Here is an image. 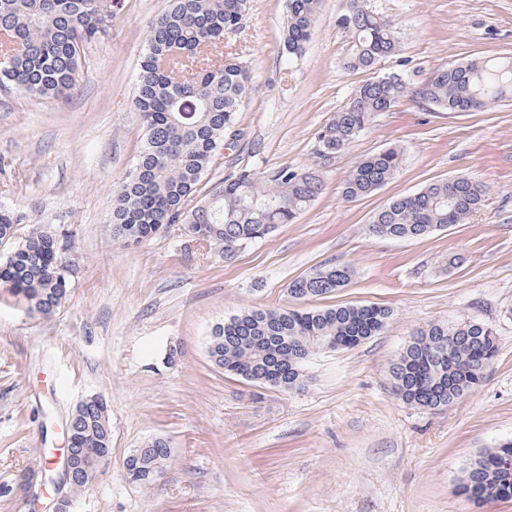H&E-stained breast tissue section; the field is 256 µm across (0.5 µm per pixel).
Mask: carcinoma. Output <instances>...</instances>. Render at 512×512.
Segmentation results:
<instances>
[{
  "mask_svg": "<svg viewBox=\"0 0 512 512\" xmlns=\"http://www.w3.org/2000/svg\"><path fill=\"white\" fill-rule=\"evenodd\" d=\"M247 0H169L152 21L140 63L135 107L146 129L136 167L115 191L113 236L137 246L183 225L192 240L218 246L224 260L239 247L290 224L322 191L314 171L288 164L258 171L244 168L215 187L203 205L187 208L205 173L218 159L224 140L252 88L240 62L213 63L212 51L224 35L241 27ZM319 0H288L282 49L300 56L311 37ZM349 38L345 68L372 73L316 134V154L330 157L347 149L379 112L409 97L447 112L478 111L512 100V58L472 59L443 66L413 87L398 73L377 74L380 61L396 55V27L376 0H345L337 18ZM112 23V0H0V91L21 90L33 98L60 99L76 85L85 49L103 39ZM402 150L389 147L367 156L345 176L341 196L353 202L370 195L397 174ZM488 187L457 176L396 198L366 226L370 237L421 239L452 224H463L483 204ZM21 218L0 209V238L14 237ZM351 270L331 263L293 280L291 297L307 300L348 285ZM0 285L29 312L51 316L66 299L68 284L58 268L57 242L50 231L30 236L0 260ZM393 311L376 305H337L321 309H248L215 327L208 342L210 361L258 386L300 390L305 364L317 351L355 347L380 333ZM497 353L493 329L474 319L434 323L416 329L391 361L393 395L426 410H443L475 390ZM77 428L69 486H88L94 466L87 455L109 453L112 422L99 396L83 399L72 414ZM171 451L162 438L131 462L140 481L163 472ZM459 492L483 504L512 499V440L479 449L463 468Z\"/></svg>",
  "mask_w": 512,
  "mask_h": 512,
  "instance_id": "carcinoma-1",
  "label": "carcinoma"
}]
</instances>
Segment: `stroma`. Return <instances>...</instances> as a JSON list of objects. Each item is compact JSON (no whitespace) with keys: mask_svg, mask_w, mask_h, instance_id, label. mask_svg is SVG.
I'll use <instances>...</instances> for the list:
<instances>
[{"mask_svg":"<svg viewBox=\"0 0 512 512\" xmlns=\"http://www.w3.org/2000/svg\"><path fill=\"white\" fill-rule=\"evenodd\" d=\"M378 2L400 36L380 72L418 84L442 66L512 57V0ZM166 5L115 0L110 32L89 47L66 98L0 95V206L22 218L0 259L54 231L69 284L47 318L0 286V512H54L69 492L66 428L92 394L107 401L112 444L71 512H512V500L477 506L457 488L477 450L512 440V101L446 112L404 98L348 150L318 157L316 132L367 78L343 66L341 0H321L292 60L282 52L287 0H248L243 28L224 39L253 75L240 135L225 141L192 202L232 172L284 163L317 171L324 190L230 261L178 224L127 249L112 234L113 191L145 139L135 88L148 26ZM388 147L403 152L396 176L344 202L350 167ZM456 176L489 187L467 223L415 240L366 235L391 199ZM331 262L348 264L351 280L310 307L390 308L378 335L314 356L299 392L255 389L210 362L217 324L294 306L289 283ZM464 319L496 332L484 381L443 411L396 399L389 363L412 332ZM155 437L172 448L162 476L132 481L126 458ZM27 470L37 478L23 490Z\"/></svg>","mask_w":512,"mask_h":512,"instance_id":"stroma-1","label":"stroma"}]
</instances>
